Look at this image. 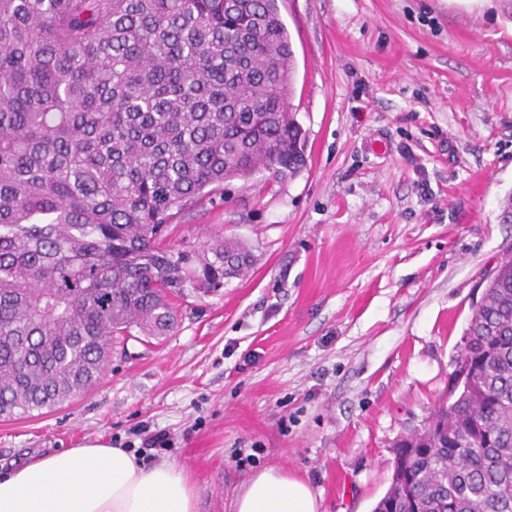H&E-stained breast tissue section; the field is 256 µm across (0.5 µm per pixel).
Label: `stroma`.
I'll return each mask as SVG.
<instances>
[{
	"mask_svg": "<svg viewBox=\"0 0 512 512\" xmlns=\"http://www.w3.org/2000/svg\"><path fill=\"white\" fill-rule=\"evenodd\" d=\"M306 134L296 176L214 187L168 225L256 262L175 300L163 340L115 339L101 381L0 418V466L100 439L182 466L199 512L266 467L319 512H372L393 447L448 399L488 278L512 254V0H278Z\"/></svg>",
	"mask_w": 512,
	"mask_h": 512,
	"instance_id": "1",
	"label": "stroma"
}]
</instances>
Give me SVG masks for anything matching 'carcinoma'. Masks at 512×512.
I'll return each mask as SVG.
<instances>
[{
	"label": "carcinoma",
	"instance_id": "carcinoma-1",
	"mask_svg": "<svg viewBox=\"0 0 512 512\" xmlns=\"http://www.w3.org/2000/svg\"><path fill=\"white\" fill-rule=\"evenodd\" d=\"M277 0H0V417L96 384L112 339L254 265L162 229L205 190L306 165ZM465 330L446 428L395 449L374 512H512V259Z\"/></svg>",
	"mask_w": 512,
	"mask_h": 512
}]
</instances>
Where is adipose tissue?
<instances>
[{
    "instance_id": "obj_1",
    "label": "adipose tissue",
    "mask_w": 512,
    "mask_h": 512,
    "mask_svg": "<svg viewBox=\"0 0 512 512\" xmlns=\"http://www.w3.org/2000/svg\"><path fill=\"white\" fill-rule=\"evenodd\" d=\"M197 490L177 464H148L95 440L38 456L0 475V512H197ZM235 512H318L304 481L269 467L238 494Z\"/></svg>"
}]
</instances>
